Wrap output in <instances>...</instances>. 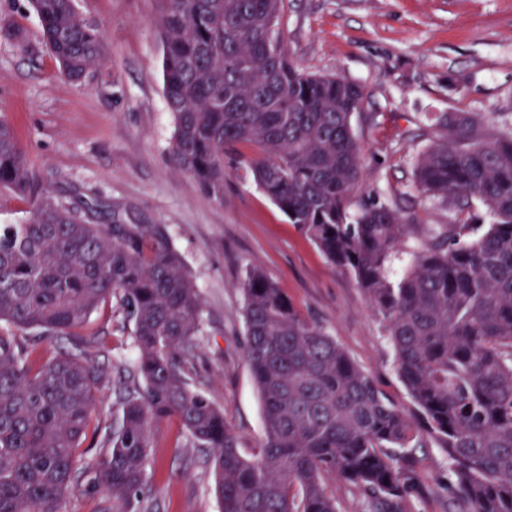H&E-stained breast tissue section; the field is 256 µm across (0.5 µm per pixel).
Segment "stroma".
Masks as SVG:
<instances>
[{"label":"stroma","mask_w":512,"mask_h":512,"mask_svg":"<svg viewBox=\"0 0 512 512\" xmlns=\"http://www.w3.org/2000/svg\"><path fill=\"white\" fill-rule=\"evenodd\" d=\"M76 9L99 27L105 45L103 64L82 85L46 51L29 0H0V27L25 35L21 43L0 36V120L27 154L34 192L52 191L96 224L118 213L164 226L201 299L202 332L189 360L193 384L223 410L244 453H255L265 438L245 358L241 282L252 266L399 408L414 413L385 324L356 280L288 223L236 158L224 161L220 203L173 166L162 0H76ZM281 30L299 70L363 87L351 117L362 146L363 190L396 198L419 230L462 219L478 229L489 223L474 199L461 210L420 202L415 163L440 136L428 126L431 113L466 112L485 126L512 128V0H288ZM84 335L86 356L108 378L116 367H133L132 326L119 308L95 312ZM101 394L86 440L90 461L105 451L120 414L110 381ZM408 454L417 472L410 512H456L444 452L432 445ZM147 475L157 512L220 510L206 453L177 420L158 428Z\"/></svg>","instance_id":"obj_1"}]
</instances>
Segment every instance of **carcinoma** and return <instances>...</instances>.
Masks as SVG:
<instances>
[{"mask_svg": "<svg viewBox=\"0 0 512 512\" xmlns=\"http://www.w3.org/2000/svg\"><path fill=\"white\" fill-rule=\"evenodd\" d=\"M164 92L176 119L171 157L224 201V153L253 147V182L327 261L353 276L385 322L410 419L319 326L303 319L259 267L242 282L246 359L265 440L242 454L224 411L187 366L201 302L159 224L119 214L92 224L45 190L12 127L0 120V190L32 198L26 221L0 224V512H67L82 486L83 445L102 402V373L83 353L91 313L117 299L137 360L122 385L93 488L112 512L144 506L157 427L178 420L209 452L220 512H339L328 481L370 497L374 512H408L406 448L446 454L462 512H512V129L441 112L444 131L415 164L422 200H479L493 223L426 231L410 268L390 276L414 217L353 201L362 147L351 116L364 92L340 76L297 69L282 45L285 0H163ZM43 43L81 82L105 55L74 0H31ZM66 339L54 355L11 332Z\"/></svg>", "mask_w": 512, "mask_h": 512, "instance_id": "carcinoma-1", "label": "carcinoma"}]
</instances>
